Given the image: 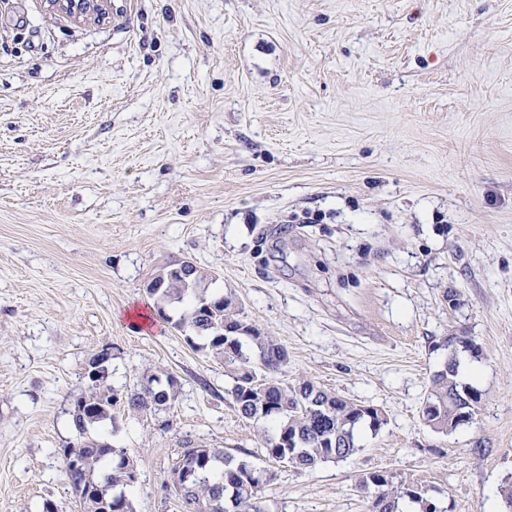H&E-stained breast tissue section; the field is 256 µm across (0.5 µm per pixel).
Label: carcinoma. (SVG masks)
Instances as JSON below:
<instances>
[{"label": "carcinoma", "mask_w": 512, "mask_h": 512, "mask_svg": "<svg viewBox=\"0 0 512 512\" xmlns=\"http://www.w3.org/2000/svg\"><path fill=\"white\" fill-rule=\"evenodd\" d=\"M147 291L165 321L207 337L212 353L224 359L234 380L228 395L241 417L272 426L273 438L264 449L268 460L277 463L288 457L290 466L300 470L344 460L356 452V431L361 426L376 431L386 424L384 412L375 407L348 402L308 380L283 379L287 351L241 319L233 295L189 288L185 278L166 270L148 283ZM175 302L185 303L176 319L166 313ZM108 360L103 353L89 363L87 390L73 403L76 441L63 449V457L72 494L85 512H134L126 488L134 482L135 463L126 449L96 434L112 418L117 402L105 366ZM459 367L455 353H450L432 375L423 401V420L439 433L474 423L481 401L478 389L460 384ZM176 386L170 375L151 374L125 395L127 409L157 411L175 398ZM176 479L181 485L179 496L191 512H266L260 492L272 475L257 468L248 454L235 456L222 448L187 442L171 470V480ZM357 488L370 499L369 512H406L412 505L418 506V512H443L425 497L421 485L398 480L386 471L362 475Z\"/></svg>", "instance_id": "cac0c4a2"}]
</instances>
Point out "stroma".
<instances>
[{"instance_id": "obj_1", "label": "stroma", "mask_w": 512, "mask_h": 512, "mask_svg": "<svg viewBox=\"0 0 512 512\" xmlns=\"http://www.w3.org/2000/svg\"><path fill=\"white\" fill-rule=\"evenodd\" d=\"M74 19L0 0V512H81L62 450L98 353L119 393L174 402L101 428L137 464L135 512L184 443L265 447L203 337L147 291L183 261L306 378L381 409L312 470L257 459L270 512H366L358 478L418 482L445 512L512 487V0H106ZM449 336L481 401L421 409ZM176 386L177 381L170 375L151 374L140 383L139 388L125 395L127 409L147 413L166 407L175 398Z\"/></svg>"}]
</instances>
